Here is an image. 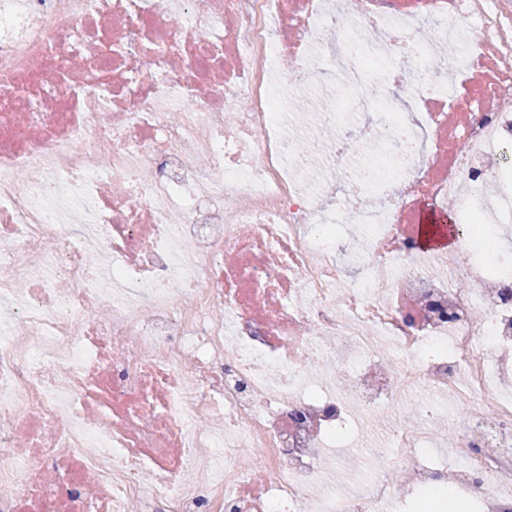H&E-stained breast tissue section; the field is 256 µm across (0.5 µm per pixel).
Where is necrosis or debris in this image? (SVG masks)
<instances>
[{
    "label": "necrosis or debris",
    "mask_w": 512,
    "mask_h": 512,
    "mask_svg": "<svg viewBox=\"0 0 512 512\" xmlns=\"http://www.w3.org/2000/svg\"><path fill=\"white\" fill-rule=\"evenodd\" d=\"M510 146L512 0H0V512H512Z\"/></svg>",
    "instance_id": "obj_1"
}]
</instances>
